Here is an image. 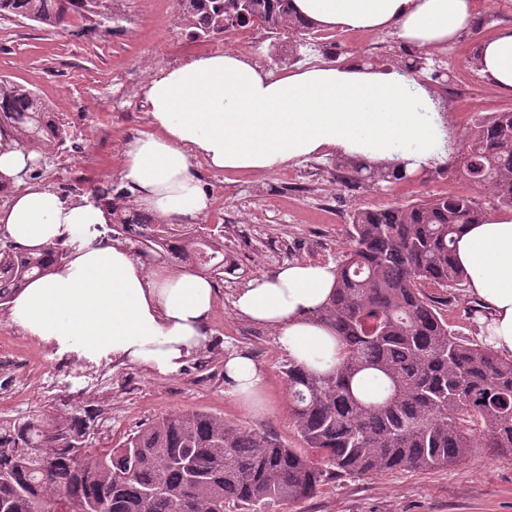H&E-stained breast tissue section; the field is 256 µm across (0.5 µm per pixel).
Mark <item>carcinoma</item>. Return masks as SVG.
Returning a JSON list of instances; mask_svg holds the SVG:
<instances>
[{
    "label": "carcinoma",
    "instance_id": "1",
    "mask_svg": "<svg viewBox=\"0 0 512 512\" xmlns=\"http://www.w3.org/2000/svg\"><path fill=\"white\" fill-rule=\"evenodd\" d=\"M291 0H185L177 17L194 40L216 39L237 21L273 36L300 37L311 26L293 16ZM22 18L49 31L75 18L112 25V0H0V18ZM423 69V57L397 62ZM53 109L32 88L0 77V146L35 153L27 179L50 164L43 145ZM372 182L401 180L395 170L348 160L337 163ZM452 170L512 209V110L477 116ZM111 208L110 237L124 235L129 205L116 185H90ZM483 209L467 195L436 197L353 212L336 290L314 320L336 332L340 358L329 370L293 361L285 371L290 411L306 447L333 473L369 477L431 470L466 460L473 448L512 455V356L454 333L430 283L455 288L466 274L454 244ZM164 250L208 274L223 269L224 241L190 230L146 239L138 254ZM63 258L60 245L28 250L0 246V310L17 291ZM90 414L76 411L48 427L0 416V512H268L316 495L327 471L271 437L207 412L168 414L120 448H91ZM481 442H476V437Z\"/></svg>",
    "mask_w": 512,
    "mask_h": 512
}]
</instances>
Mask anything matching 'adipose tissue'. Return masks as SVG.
<instances>
[{
    "instance_id": "obj_1",
    "label": "adipose tissue",
    "mask_w": 512,
    "mask_h": 512,
    "mask_svg": "<svg viewBox=\"0 0 512 512\" xmlns=\"http://www.w3.org/2000/svg\"><path fill=\"white\" fill-rule=\"evenodd\" d=\"M295 15L319 28L397 30L419 52L448 44L471 26L476 0H291ZM479 73L512 94V27L478 45ZM151 129L130 139L118 171L140 208L167 219L197 220L209 207L193 172L196 159L217 170L263 173L317 154L400 162L418 174L447 158L448 129L431 93L397 71L356 57L272 76L230 49L156 69L141 88ZM0 150V176L17 190L0 207V229L40 248L65 240L66 258L14 296L10 314L27 336L59 354L91 363L113 358L161 374L179 372L205 345L217 288L206 276L148 261L119 244L99 243L107 209L91 197L62 199L24 183L31 160ZM455 258L470 293L488 305L486 341L512 355V212L470 224ZM337 282L334 265L295 262L250 281L233 301L238 316L272 328L292 361L318 370L336 363L333 330L313 320ZM224 374L232 394L259 410L260 365L231 354Z\"/></svg>"
}]
</instances>
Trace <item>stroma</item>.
Listing matches in <instances>:
<instances>
[{"label": "stroma", "instance_id": "35a3bbf8", "mask_svg": "<svg viewBox=\"0 0 512 512\" xmlns=\"http://www.w3.org/2000/svg\"><path fill=\"white\" fill-rule=\"evenodd\" d=\"M174 4L175 0H124L131 29L102 30L92 41L77 20L69 29L51 32L27 20L0 19V76L37 90L54 111L69 113L73 123L84 127L87 151L70 162L90 166L91 180L103 177L114 182L126 140L150 129L140 90L153 70L167 64L158 33L174 30ZM477 11L470 30L427 56L429 67L465 74L464 86L446 90L431 82L427 71L418 76L443 105L442 118L451 123L452 142L458 149L465 143L474 113L512 109V94L486 83L468 64L480 40L512 26V0H478ZM288 45L287 35L270 38L251 28L194 41L192 51L198 55L236 50L277 73L284 66L275 57ZM412 50L393 29L316 28L299 49L298 64H341L355 55L370 65L391 67ZM116 69L126 70L131 81L123 103L128 118L123 123L111 114L110 82ZM336 162V156L321 155L258 175L225 172V182L243 185L245 198L225 196L221 205L209 206L206 216L194 221L193 229L201 234L219 225L229 239L238 225L249 224L252 242L237 273L216 279L211 334L203 350L177 374L163 376L135 364L109 359L91 364L71 354H55L26 336L9 311L0 310V351H8L17 362L16 368L0 370V416L61 423L75 408L89 409L93 412L90 447L115 448L161 416L205 411L273 436L287 447L303 449L289 409L285 377L289 356L271 329L235 313V292L289 263H339L349 217L360 208L468 195L485 213L497 210L489 194L459 180L446 163L408 179L374 184L349 179ZM275 241L282 247L276 255L269 250ZM429 293L449 297L445 315L455 333L482 342L488 321L476 313L477 302L466 287L449 295L433 287ZM232 351L250 355L262 367L264 410H247L231 395L224 361ZM292 512H512V457L476 448L463 464L447 468L390 471L368 478L334 475L327 477L315 497L299 502Z\"/></svg>", "mask_w": 512, "mask_h": 512}]
</instances>
